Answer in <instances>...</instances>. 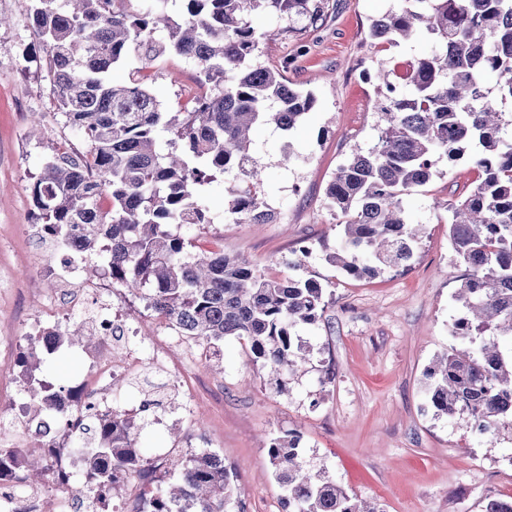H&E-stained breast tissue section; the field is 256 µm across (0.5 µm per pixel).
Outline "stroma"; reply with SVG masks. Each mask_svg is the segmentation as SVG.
<instances>
[{"instance_id": "obj_1", "label": "stroma", "mask_w": 512, "mask_h": 512, "mask_svg": "<svg viewBox=\"0 0 512 512\" xmlns=\"http://www.w3.org/2000/svg\"><path fill=\"white\" fill-rule=\"evenodd\" d=\"M31 6L32 0H0V15L10 19L0 26V366L9 369L48 302L71 293L60 279L66 251L32 231V182L62 144L80 140L57 107L44 51L29 27ZM392 6L393 0H327L323 20L314 24L254 16L257 31L282 30L263 44V61L287 64L289 83L317 98L290 137L264 127L256 138L266 200L280 221L235 223L219 179L201 193L212 223L170 227L200 248H223L277 276L291 272L297 242L308 239L312 254L294 272L319 280L332 298L319 325L298 330L310 361L296 374L256 365L248 344L229 338L209 359L175 354L183 393L164 421L148 415L136 421L145 463L164 450L183 459L202 448L218 453L237 476L246 512H288L267 445L290 430L299 433L308 465L379 512H482L487 499L512 498V433L464 438L462 423L435 415L425 387L426 368L457 342L451 330L461 311L446 205L473 184L470 158L440 159L436 176L411 198L422 241L410 271L355 281L326 260L336 244L326 185L354 148L370 147L377 135L375 87L359 82L358 72L407 68L429 47L422 38L397 47L372 42L371 20ZM137 67L167 108L205 90L196 64L177 54L144 67L128 59L112 77L123 80ZM101 285L97 301L72 309L71 319L111 300L129 328L153 321L138 297L114 291L108 279ZM88 354L75 348L43 355L42 379L73 384L86 373Z\"/></svg>"}]
</instances>
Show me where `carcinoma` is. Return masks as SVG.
Masks as SVG:
<instances>
[{"label": "carcinoma", "instance_id": "1", "mask_svg": "<svg viewBox=\"0 0 512 512\" xmlns=\"http://www.w3.org/2000/svg\"><path fill=\"white\" fill-rule=\"evenodd\" d=\"M169 0H34L29 25L46 53L59 109L84 149L57 152L30 191L40 239L84 259L87 277L107 256L112 282L140 296L171 329L210 347L227 337L246 341L253 361L279 373L307 360L300 325H316L328 307L315 278L271 276L251 263L202 250L193 255L171 224H209L199 188L230 182L228 212L238 224H276L279 212L263 197L264 175L250 152L254 130L272 125L287 134L314 108L311 91L291 87L278 69L260 61L262 43L277 30L252 26L253 12L316 21L323 0H182L185 17L165 12ZM369 36L396 45L417 37L430 50L407 71L375 73L377 138L336 169L326 202L337 217L338 242L327 261L352 279L411 268L421 243L407 207L435 176L441 157L452 162L466 148L476 185L448 203V242L463 315L452 335L464 346L426 370L438 416L466 419L480 435L512 427V114L498 110L483 76L497 77L500 97L512 99V0H396L373 19ZM174 52L193 60L212 93L181 112H169L142 70L114 83L109 75L129 56L148 64ZM169 133L156 149L158 129ZM49 343L71 346L91 335L81 320L50 328ZM43 345L33 341L21 362L23 391L41 408L68 392L39 379ZM93 436L77 435L86 473L76 499L115 488V474L135 472L148 491L147 512H226L236 503V476L203 448L172 469L166 485L142 464L136 425L89 411ZM300 435L271 439L269 460L285 489L288 512H377L358 505L335 482L304 464ZM18 466L31 486L43 483L26 459L0 448V467Z\"/></svg>", "mask_w": 512, "mask_h": 512}]
</instances>
